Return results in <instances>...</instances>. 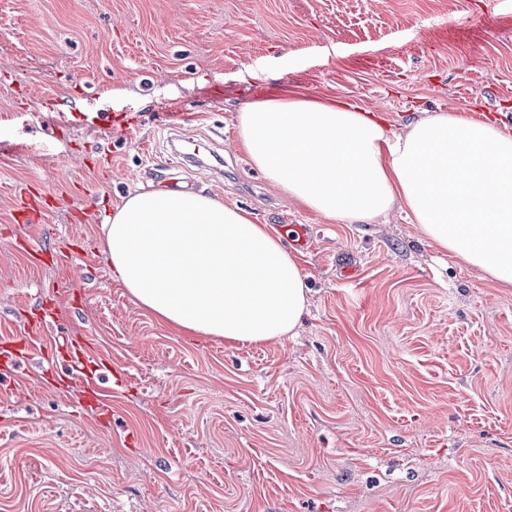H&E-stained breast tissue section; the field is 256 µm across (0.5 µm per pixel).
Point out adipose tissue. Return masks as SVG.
<instances>
[{"label":"adipose tissue","mask_w":512,"mask_h":512,"mask_svg":"<svg viewBox=\"0 0 512 512\" xmlns=\"http://www.w3.org/2000/svg\"><path fill=\"white\" fill-rule=\"evenodd\" d=\"M237 140L288 197L344 224L401 208L432 246L512 288V133L438 112L395 133L357 101L276 94L237 114ZM112 269L178 329L239 343L286 336L308 289L280 235L191 191L128 195L105 218Z\"/></svg>","instance_id":"adipose-tissue-1"}]
</instances>
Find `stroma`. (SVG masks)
I'll return each mask as SVG.
<instances>
[{"mask_svg":"<svg viewBox=\"0 0 512 512\" xmlns=\"http://www.w3.org/2000/svg\"><path fill=\"white\" fill-rule=\"evenodd\" d=\"M289 89L398 133L511 126L512 0H0V341L27 339L0 371V512H512V288L400 209L342 224L279 192L235 125ZM141 189L312 225L296 328L230 343L137 305L102 226ZM80 338L108 416L79 402Z\"/></svg>","mask_w":512,"mask_h":512,"instance_id":"obj_1","label":"stroma"}]
</instances>
